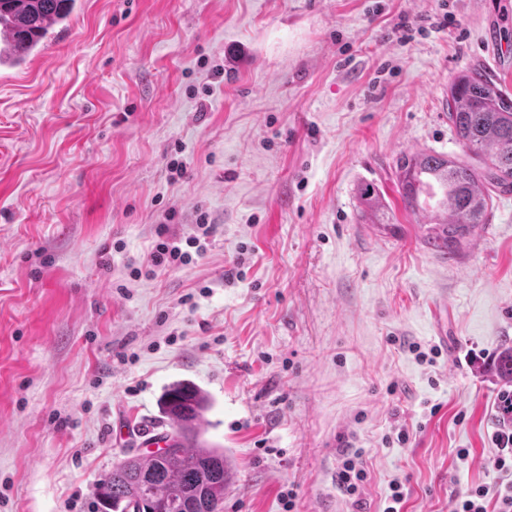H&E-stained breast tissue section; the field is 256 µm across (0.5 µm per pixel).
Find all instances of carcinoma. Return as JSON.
<instances>
[{
    "mask_svg": "<svg viewBox=\"0 0 512 512\" xmlns=\"http://www.w3.org/2000/svg\"><path fill=\"white\" fill-rule=\"evenodd\" d=\"M76 0H0V61L19 66L54 39ZM448 122L464 153L476 163L437 152L397 158V191L405 210L429 225L424 244L458 255L463 242L486 223L491 191H512V94L480 67L457 73L448 84ZM364 224H389V204L372 180L355 186ZM501 378L512 383V347L499 357ZM207 393L190 383L170 385L160 412L171 426L172 444L157 452L129 456L96 484L106 512H223L232 466L202 439Z\"/></svg>",
    "mask_w": 512,
    "mask_h": 512,
    "instance_id": "carcinoma-1",
    "label": "carcinoma"
}]
</instances>
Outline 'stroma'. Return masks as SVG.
<instances>
[{
  "label": "stroma",
  "mask_w": 512,
  "mask_h": 512,
  "mask_svg": "<svg viewBox=\"0 0 512 512\" xmlns=\"http://www.w3.org/2000/svg\"><path fill=\"white\" fill-rule=\"evenodd\" d=\"M475 64L512 87V0H76L54 50L0 67V512H98L177 381L211 400L224 512L497 489L512 191L447 257L394 184L401 153L460 154L444 92ZM362 178L395 223H361ZM202 214L204 254L149 269ZM342 456L341 466L338 468L336 475L338 488L353 499L354 506H361L362 501L359 496L366 481L367 473L358 466L359 452H352V448H347L342 451Z\"/></svg>",
  "instance_id": "stroma-1"
}]
</instances>
